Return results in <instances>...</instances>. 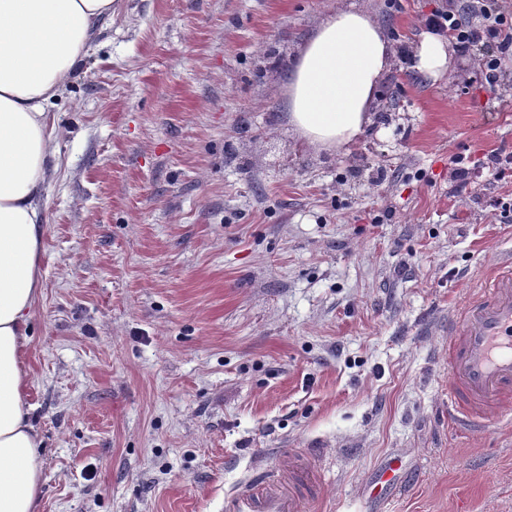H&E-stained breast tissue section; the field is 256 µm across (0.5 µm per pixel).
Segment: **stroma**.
Returning <instances> with one entry per match:
<instances>
[{"label": "stroma", "instance_id": "1", "mask_svg": "<svg viewBox=\"0 0 512 512\" xmlns=\"http://www.w3.org/2000/svg\"><path fill=\"white\" fill-rule=\"evenodd\" d=\"M345 0H123L62 100L24 352L39 512H224L300 460L307 512H512V422L448 423V314L512 253V59L396 63L352 151L279 80ZM465 0H367L396 51ZM468 173L460 187L457 170ZM412 482L367 505L390 459Z\"/></svg>", "mask_w": 512, "mask_h": 512}]
</instances>
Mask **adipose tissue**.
Listing matches in <instances>:
<instances>
[{"label": "adipose tissue", "instance_id": "1", "mask_svg": "<svg viewBox=\"0 0 512 512\" xmlns=\"http://www.w3.org/2000/svg\"><path fill=\"white\" fill-rule=\"evenodd\" d=\"M121 2L0 0V512H37L43 486V440L25 397L23 353L43 295L48 177L57 169L50 108ZM453 54L448 36L428 31L414 66L439 79ZM395 59L367 8L335 9L281 79L288 126L311 148L349 152L372 122Z\"/></svg>", "mask_w": 512, "mask_h": 512}]
</instances>
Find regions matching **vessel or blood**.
<instances>
[{"label":"vessel or blood","instance_id":"obj_1","mask_svg":"<svg viewBox=\"0 0 512 512\" xmlns=\"http://www.w3.org/2000/svg\"><path fill=\"white\" fill-rule=\"evenodd\" d=\"M512 408V257L470 294L448 319V421L482 430ZM297 464L267 470L260 488L233 493L224 512H303L302 500L287 476ZM400 467L382 469L369 489L371 498L398 485Z\"/></svg>","mask_w":512,"mask_h":512}]
</instances>
